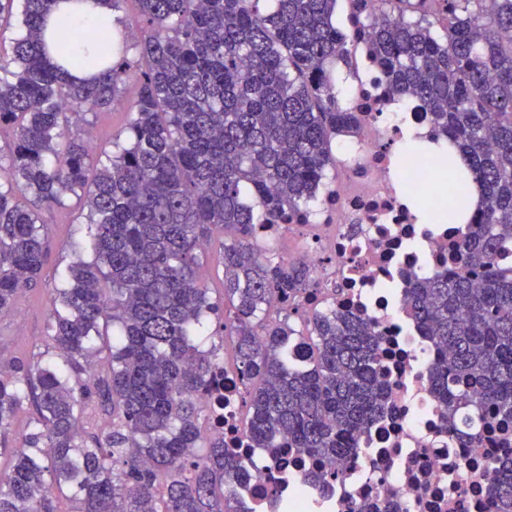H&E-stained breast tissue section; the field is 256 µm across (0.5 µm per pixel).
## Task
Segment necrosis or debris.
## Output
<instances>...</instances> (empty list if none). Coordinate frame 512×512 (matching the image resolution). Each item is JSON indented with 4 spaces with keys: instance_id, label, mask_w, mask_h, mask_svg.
<instances>
[{
    "instance_id": "obj_1",
    "label": "necrosis or debris",
    "mask_w": 512,
    "mask_h": 512,
    "mask_svg": "<svg viewBox=\"0 0 512 512\" xmlns=\"http://www.w3.org/2000/svg\"><path fill=\"white\" fill-rule=\"evenodd\" d=\"M354 104L361 130L343 150L344 177L325 190L293 260L312 271L297 297L304 309L326 302L362 315L383 336L389 412L357 433L351 456L309 483L306 462L289 460L281 495L286 512H492L487 469L512 459V425L481 431L466 446L448 429V412L432 385L436 347L405 308L411 280L457 265L460 225L423 222L410 202L445 208L430 180L411 181L398 148L406 131L426 128L422 112L389 111L388 95L368 57H361ZM224 418L213 424L245 460L240 422L244 380L224 369Z\"/></svg>"
}]
</instances>
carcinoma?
Instances as JSON below:
<instances>
[{"label":"carcinoma","mask_w":512,"mask_h":512,"mask_svg":"<svg viewBox=\"0 0 512 512\" xmlns=\"http://www.w3.org/2000/svg\"><path fill=\"white\" fill-rule=\"evenodd\" d=\"M82 0H0V317L42 278V211L73 197L88 209L93 257L60 277L51 344L0 359V512H240L255 466L200 420L224 411L204 394L235 337L247 384L251 448L334 466L387 413L381 337L332 306L284 304L310 268L266 255L257 226L310 209L331 144L360 118L334 68L361 43L393 102L415 100L432 142H451L482 189L459 245L460 266L417 278L409 313L437 347L434 392L450 429L512 423V0H134L139 35L91 34L73 56L69 16ZM24 35L4 48L3 22ZM87 72L73 77L69 69ZM138 94L125 142L96 153L85 117ZM449 200L465 179L446 161ZM224 234V301L196 270ZM282 306L284 318L267 311ZM312 326L304 336L292 317ZM112 328V341L104 339ZM29 403L30 431L11 440ZM105 416V427L92 420ZM495 512H512V463L489 466Z\"/></svg>","instance_id":"1"}]
</instances>
